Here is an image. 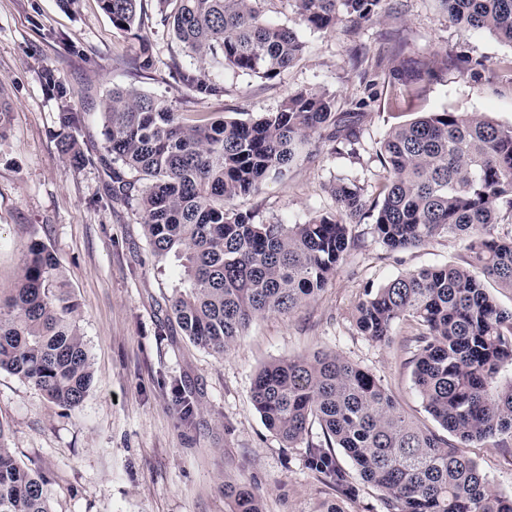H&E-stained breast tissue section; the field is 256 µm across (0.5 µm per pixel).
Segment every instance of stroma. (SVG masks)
<instances>
[{"label":"stroma","mask_w":512,"mask_h":512,"mask_svg":"<svg viewBox=\"0 0 512 512\" xmlns=\"http://www.w3.org/2000/svg\"><path fill=\"white\" fill-rule=\"evenodd\" d=\"M142 8L144 24L135 37L113 26L99 0H80L74 13L56 0H0V80L11 105L9 130L0 138V292L14 287L28 243L44 242L79 305L94 370L76 410L0 372L6 444L24 467L49 479L52 512H231L222 489L228 480L251 485L263 512H328L335 505L342 512H381L368 486L357 500L337 502L305 468V446L288 447L265 427L251 398L253 378L270 361L334 351L381 377L403 409L427 423L405 346L408 326L397 325L392 342L372 343L356 331L353 308L365 288L402 273L464 264L465 242L442 236L390 251L372 219H364L352 225L355 246L315 299L255 320L231 350L213 353L169 319L173 268L153 256L135 204L109 198L100 102L113 88L133 86L192 117L219 113L245 120L276 111L303 88L335 94L340 112L367 99L355 144L312 141L284 177L236 202L255 223L302 224L334 214L330 188L339 180H360L376 197L379 145L394 125L419 111L479 112L512 125V72L495 67L512 57V45L449 23L437 0H387L385 17L355 36L301 29L305 51L276 79L211 64L226 93L196 100L171 77L173 67L192 66V57L157 26L154 0H143ZM142 37L153 48L155 65L148 71L130 63ZM398 40L410 57L447 51L448 67L423 81L422 99L391 112L369 98L371 85L387 79L371 58L390 55ZM357 45L370 59L355 68L349 51ZM49 75L64 95L49 90ZM66 110L87 115L79 132L87 161L79 168L58 148V117ZM177 387L194 406L186 422L175 404ZM466 452L500 490L512 493L511 439Z\"/></svg>","instance_id":"obj_1"}]
</instances>
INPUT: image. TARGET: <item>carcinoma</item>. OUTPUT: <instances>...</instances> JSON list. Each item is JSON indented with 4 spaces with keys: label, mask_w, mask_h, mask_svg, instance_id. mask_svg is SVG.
Wrapping results in <instances>:
<instances>
[{
    "label": "carcinoma",
    "mask_w": 512,
    "mask_h": 512,
    "mask_svg": "<svg viewBox=\"0 0 512 512\" xmlns=\"http://www.w3.org/2000/svg\"><path fill=\"white\" fill-rule=\"evenodd\" d=\"M118 29L134 28L141 0H100ZM265 0H157L156 23L172 30L195 60L176 68L190 96L221 98L211 62L272 80L304 51L299 28L336 31L377 21L384 0H288L294 25L266 19ZM456 25L486 30L512 44V0H439ZM387 66L388 105L448 65L434 51ZM136 66L153 67L151 44L139 39ZM336 95L309 88L289 94L275 112L241 120L189 119L166 101L134 87L101 101L104 150L112 161L111 198L136 202L155 258H174L182 278L169 300L170 317L194 343L222 354L249 324L291 312L328 285L354 246L351 225L369 216L390 251L418 247L441 235L465 236L469 260L410 271L368 288L354 306L358 333L389 340L403 322L412 328L414 383L424 411L444 430L405 414L380 378L336 352L278 359L255 375L252 400L265 425L293 447L313 424L323 439L307 442L305 467L337 498L353 501L361 485L380 492L383 512H512L501 492L463 447L512 437V310L489 282L512 290V125L481 113L422 112L392 127L379 148L386 172L369 201L357 181L332 188L336 213L304 224H256L235 201L287 171L314 138L350 144L356 115L336 114ZM82 112L59 114V149L80 166L86 156L72 131ZM78 306L57 258L38 241L24 251L15 288L0 293V371L34 385L75 410L93 382L92 363L77 320ZM352 464L343 467L336 450ZM49 482L24 469L0 444V512H50ZM235 512H262L257 492L224 482Z\"/></svg>",
    "instance_id": "carcinoma-1"
}]
</instances>
